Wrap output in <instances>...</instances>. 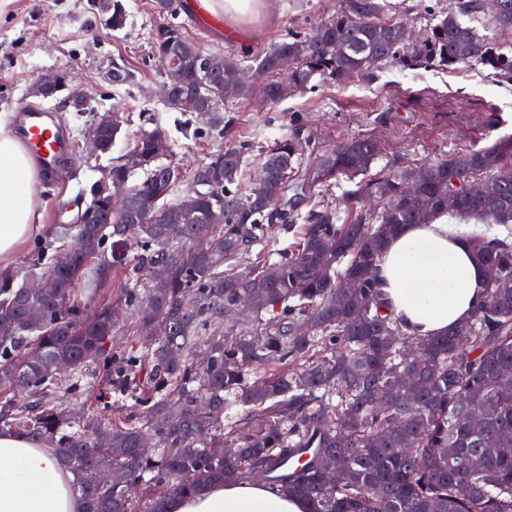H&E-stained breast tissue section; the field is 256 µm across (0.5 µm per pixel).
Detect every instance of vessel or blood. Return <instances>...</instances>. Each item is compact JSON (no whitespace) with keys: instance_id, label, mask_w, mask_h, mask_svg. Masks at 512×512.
I'll return each instance as SVG.
<instances>
[{"instance_id":"vessel-or-blood-1","label":"vessel or blood","mask_w":512,"mask_h":512,"mask_svg":"<svg viewBox=\"0 0 512 512\" xmlns=\"http://www.w3.org/2000/svg\"><path fill=\"white\" fill-rule=\"evenodd\" d=\"M12 131L46 174H54L74 160L69 135L50 119L48 110L20 103Z\"/></svg>"}]
</instances>
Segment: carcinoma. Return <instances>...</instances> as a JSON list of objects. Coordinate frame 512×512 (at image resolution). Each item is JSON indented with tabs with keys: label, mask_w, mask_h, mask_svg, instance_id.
I'll use <instances>...</instances> for the list:
<instances>
[{
	"label": "carcinoma",
	"mask_w": 512,
	"mask_h": 512,
	"mask_svg": "<svg viewBox=\"0 0 512 512\" xmlns=\"http://www.w3.org/2000/svg\"><path fill=\"white\" fill-rule=\"evenodd\" d=\"M428 0L420 39L405 42V20L388 0H337L321 34L294 31L254 57L253 76L240 81L244 60L225 57L224 70H201L206 55L176 22L181 5L154 0L163 23L152 41L167 70L162 97L170 109L186 96L211 112L204 130L224 129L222 88L260 109L315 89L313 80L344 87L371 81L386 66L451 72L482 67L512 85V0ZM109 26L127 13L110 0ZM293 67L280 80V63ZM182 133L197 136L194 117ZM102 153L120 132L89 124ZM171 141L145 131L109 169L129 183L125 203L111 208L100 182L91 185L86 224L59 233L80 241L100 260L98 270L136 251L143 293L124 298L137 316V348L114 346L117 319L110 305L92 313L78 299L83 261L67 269L41 246L33 269L46 277L32 294L11 279L0 283V425L47 441L74 475L85 512H166L170 496L222 482L262 477L268 487L304 501L307 512H512V231L468 237L473 258L495 267L473 315L441 336L407 334L382 301L379 262L387 241L405 224L446 216L478 224H512V136L440 158L414 170L382 167L379 145L351 136L303 163L297 135L273 142L260 158V176L239 185L246 143L212 154L190 173L162 163ZM346 179V215L322 205L304 216L299 242L280 260L255 262L251 247L267 229L286 224L318 188ZM482 181L481 197L467 185ZM179 183L194 190L190 213L166 202ZM456 195L448 207V194ZM210 237L194 240L197 224ZM353 277L356 287L342 288ZM248 296L244 313L238 300ZM465 336L468 342L459 343ZM421 351L419 362L407 352ZM117 396L148 371L153 394L126 414L84 416L62 407L87 371ZM70 365L67 374L58 364ZM143 447L156 452L139 454ZM119 480L106 483L97 457ZM484 466L473 470L469 460ZM337 473L334 484L324 470Z\"/></svg>",
	"instance_id": "cac0c4a2"
}]
</instances>
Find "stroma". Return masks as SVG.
Returning <instances> with one entry per match:
<instances>
[{"label":"stroma","instance_id":"35a3bbf8","mask_svg":"<svg viewBox=\"0 0 512 512\" xmlns=\"http://www.w3.org/2000/svg\"><path fill=\"white\" fill-rule=\"evenodd\" d=\"M123 3L126 26L115 30L106 25L100 0H0V126L10 127L15 106L30 99L31 84L52 71L70 72L72 87L82 88L103 109L121 110L125 117L111 152L91 158L85 144L90 114L74 112L67 92L48 100L74 139L77 168L61 187L37 180V228L10 261L16 284L25 283L38 246L50 245L55 255L69 247V240L57 235L59 225L73 223L90 200L87 188L145 130L158 128L169 135L170 159L186 172L225 146L248 142L250 177L263 150L295 130L321 151L346 137H375L381 143L382 163L408 167L485 147L512 134V86L500 85L473 68L446 73L385 67L372 81L356 80L341 89L321 85L283 100L270 112L242 98L225 100L223 135L185 137L177 126V111L168 109L161 97L164 74L151 49L161 20L153 0ZM335 8L336 0H257L252 10L231 19L224 14L222 0H216L210 10L214 25L185 10L179 20L185 36L205 52L243 56L316 25ZM116 64L131 74V84L113 86ZM298 117L303 120L299 128L294 125ZM135 284L128 271L115 269L103 275L97 289L85 291L80 301L90 312L117 302Z\"/></svg>","mask_w":512,"mask_h":512}]
</instances>
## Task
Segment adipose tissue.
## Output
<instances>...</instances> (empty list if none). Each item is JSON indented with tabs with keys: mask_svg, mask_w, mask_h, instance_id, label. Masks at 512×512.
Returning a JSON list of instances; mask_svg holds the SVG:
<instances>
[{
	"mask_svg": "<svg viewBox=\"0 0 512 512\" xmlns=\"http://www.w3.org/2000/svg\"><path fill=\"white\" fill-rule=\"evenodd\" d=\"M34 166L0 134V273L34 229ZM379 291L405 332L436 336L469 319L482 299L485 272L453 224H410L386 245ZM72 474L55 449L0 431V512H83ZM306 504L263 482L219 483L169 499L167 512H306Z\"/></svg>",
	"mask_w": 512,
	"mask_h": 512,
	"instance_id": "obj_1",
	"label": "adipose tissue"
}]
</instances>
